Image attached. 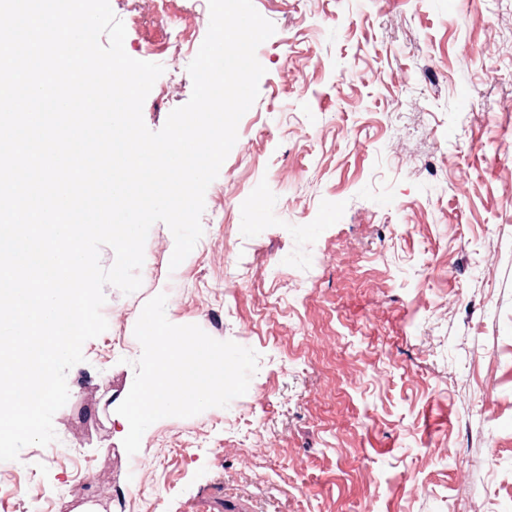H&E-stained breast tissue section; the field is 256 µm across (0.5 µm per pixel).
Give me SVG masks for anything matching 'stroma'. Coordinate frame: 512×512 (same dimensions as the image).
I'll use <instances>...</instances> for the list:
<instances>
[{
	"label": "stroma",
	"mask_w": 512,
	"mask_h": 512,
	"mask_svg": "<svg viewBox=\"0 0 512 512\" xmlns=\"http://www.w3.org/2000/svg\"><path fill=\"white\" fill-rule=\"evenodd\" d=\"M275 26L238 140L178 267L155 223L141 287L67 374L52 448L0 462L28 512H512V0H253ZM162 64L150 130L187 103L208 0H110ZM259 355L228 407L128 456L145 303ZM141 473H133L134 462Z\"/></svg>",
	"instance_id": "1"
}]
</instances>
